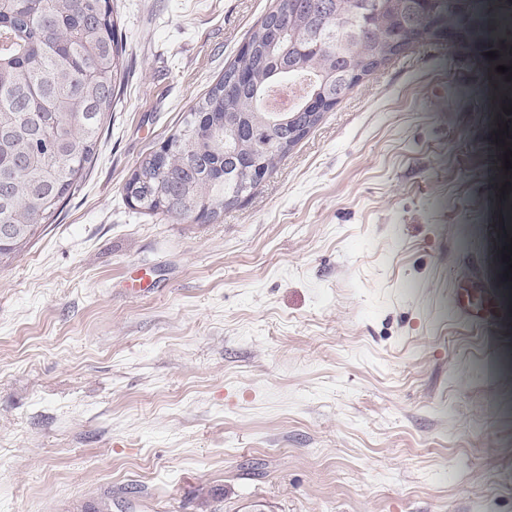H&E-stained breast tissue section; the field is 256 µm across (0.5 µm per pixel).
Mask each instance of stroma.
Returning a JSON list of instances; mask_svg holds the SVG:
<instances>
[{"mask_svg":"<svg viewBox=\"0 0 512 512\" xmlns=\"http://www.w3.org/2000/svg\"><path fill=\"white\" fill-rule=\"evenodd\" d=\"M273 4L114 0L98 158L0 269V512H512V292H453L508 269L512 27L393 58L217 220L125 197ZM501 288L497 280L474 269L456 289V303L462 319L476 327L495 323L499 318L497 300Z\"/></svg>","mask_w":512,"mask_h":512,"instance_id":"35a3bbf8","label":"stroma"}]
</instances>
